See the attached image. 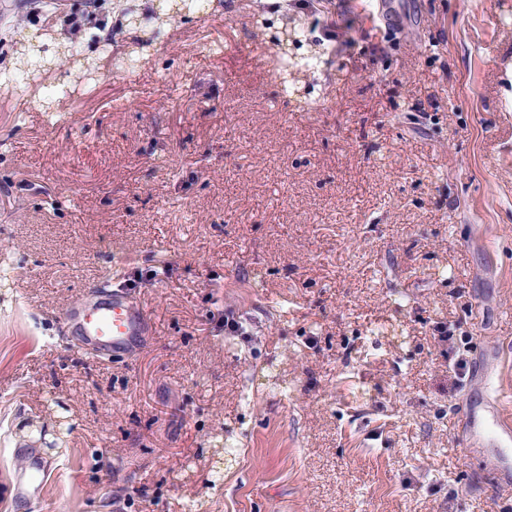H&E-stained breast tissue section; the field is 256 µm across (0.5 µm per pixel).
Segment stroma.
I'll list each match as a JSON object with an SVG mask.
<instances>
[{
  "mask_svg": "<svg viewBox=\"0 0 512 512\" xmlns=\"http://www.w3.org/2000/svg\"><path fill=\"white\" fill-rule=\"evenodd\" d=\"M276 6L337 33L311 96ZM167 40L0 97V512H512V442L465 445L512 418V0H224ZM116 286L153 335L97 362L60 316Z\"/></svg>",
  "mask_w": 512,
  "mask_h": 512,
  "instance_id": "1",
  "label": "stroma"
}]
</instances>
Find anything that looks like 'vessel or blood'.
<instances>
[{
    "instance_id": "obj_1",
    "label": "vessel or blood",
    "mask_w": 512,
    "mask_h": 512,
    "mask_svg": "<svg viewBox=\"0 0 512 512\" xmlns=\"http://www.w3.org/2000/svg\"><path fill=\"white\" fill-rule=\"evenodd\" d=\"M63 319L76 348L98 359L129 355L152 334L146 309L122 290L96 299L81 296L64 310Z\"/></svg>"
}]
</instances>
